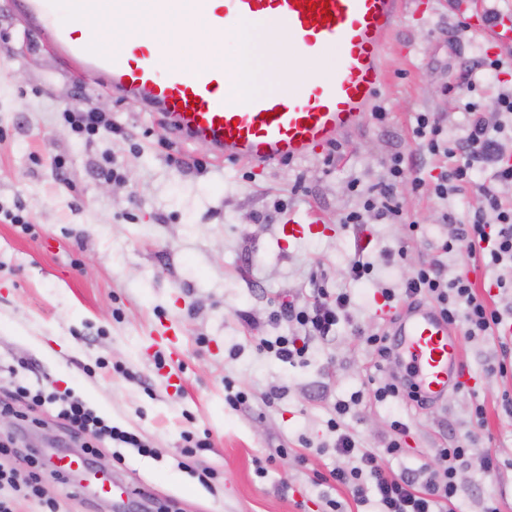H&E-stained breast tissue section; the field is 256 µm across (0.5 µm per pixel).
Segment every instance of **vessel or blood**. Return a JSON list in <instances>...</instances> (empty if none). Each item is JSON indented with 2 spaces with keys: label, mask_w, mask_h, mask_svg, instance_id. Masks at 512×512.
<instances>
[{
  "label": "vessel or blood",
  "mask_w": 512,
  "mask_h": 512,
  "mask_svg": "<svg viewBox=\"0 0 512 512\" xmlns=\"http://www.w3.org/2000/svg\"><path fill=\"white\" fill-rule=\"evenodd\" d=\"M155 18L167 22L190 11L203 32L234 33L240 20L287 29L300 59L333 51V72L308 77L301 95L261 94L249 102L224 94L223 66L202 64L191 72L174 66L147 41L113 46L111 57L88 52L81 32L64 24L50 0H19L28 23L45 33L72 69L101 79L124 100L154 112L179 140H203L217 159L262 169L303 159L360 128L387 81L384 50L406 0H150ZM457 12L487 45L512 43V12L491 15L488 0H455ZM396 340V354L409 360L414 383L426 399L441 401L464 386L460 336L433 308L408 305L383 311ZM92 492L123 501L127 486L96 477Z\"/></svg>",
  "instance_id": "obj_1"
}]
</instances>
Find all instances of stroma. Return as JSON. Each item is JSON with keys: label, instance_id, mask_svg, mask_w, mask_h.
Returning a JSON list of instances; mask_svg holds the SVG:
<instances>
[{"label": "stroma", "instance_id": "35a3bbf8", "mask_svg": "<svg viewBox=\"0 0 512 512\" xmlns=\"http://www.w3.org/2000/svg\"><path fill=\"white\" fill-rule=\"evenodd\" d=\"M414 2L385 48L387 84L376 102L384 119L366 117L336 145L256 170L216 160L206 142L179 141L156 114L72 74L16 0H0V205L22 204L30 216L26 225L0 222V399L18 412L1 438H17L22 451L76 453L54 406L31 411L12 398L19 384L68 389L158 448L154 458L124 449L121 465L109 448L97 458L146 493L137 512H155L159 500L176 512H328L330 498L342 512H376L375 498L359 503L345 489L313 482L315 473L347 466L331 449L327 422L336 402L360 392L344 425L361 447H381L393 418L409 427L408 450L385 458L389 470H419L437 449L473 436L457 473L455 512H482L490 496L500 512H512V468L490 477L481 467L488 452L512 459V415L501 407L512 374L491 370L497 340L461 338L474 384L419 408L366 398L371 382L407 371L396 359L375 370L371 348L353 334L357 325L382 327L380 285L398 284L422 262L440 258L447 274L468 272L478 285L485 277L466 249L438 252L452 230L444 212L465 219L475 194L443 202L404 182L396 197L424 235L412 236L407 224L371 225L364 258L373 272L357 283L344 278L360 237L342 215L387 182L391 155L420 152L417 113L464 126L455 86L486 54L479 36L457 29L448 0ZM87 106L111 119V133L88 140L72 132L63 111ZM106 162L118 179L100 175ZM314 213L319 228L291 237L290 221ZM401 247L404 259L389 260ZM317 285L348 289L350 321L335 336L310 339L300 360L259 350L258 337L298 333L269 315ZM246 312L254 326L242 321ZM228 380L249 396L241 409L226 401ZM478 403L486 408L481 429L472 419ZM188 433L212 445L187 470L178 461ZM280 446L287 458L274 457ZM204 468L217 473L215 490L200 484Z\"/></svg>", "mask_w": 512, "mask_h": 512}]
</instances>
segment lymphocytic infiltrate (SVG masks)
<instances>
[{
  "instance_id": "f902f5d3",
  "label": "lymphocytic infiltrate",
  "mask_w": 512,
  "mask_h": 512,
  "mask_svg": "<svg viewBox=\"0 0 512 512\" xmlns=\"http://www.w3.org/2000/svg\"><path fill=\"white\" fill-rule=\"evenodd\" d=\"M498 108L493 117H486L476 103L464 105L468 123L460 135H449L440 117L431 112L416 116L415 134L423 140L431 156H441L448 164L442 167L433 184L413 178L414 190L429 188L440 200L472 189L480 204L463 222L458 234L448 237L441 245L443 253L457 248L459 240H467L469 252L480 253L489 266L496 268L492 282L498 296L512 294V205L505 204L501 194L512 190V87L501 86L497 93ZM408 171L402 156H394L389 166V179L378 190L369 192L360 206L342 219L345 226L362 229L369 220L383 224H407L411 233H418L420 224L408 221L395 200V187ZM383 303L396 308L405 303L427 299L435 303L438 313L465 336H495L499 339L500 374L512 372V335L502 328L512 322V306L499 307L475 290L467 273L447 276L440 260L421 264L406 279L380 290ZM351 295L347 289L329 291L314 289L312 299L303 306H289V321L298 324L303 336H278L261 339L263 350L275 353L279 359L291 362L303 358L308 350L307 339L333 336L341 317L347 316ZM19 394L29 399L31 406L51 403L58 405V415L65 420L74 437L83 439V454L92 458L99 454L104 442L132 448L142 456L155 455L151 442L140 434L112 425L98 415L81 398L71 392L44 394L19 387ZM350 410L347 402H337L336 415L328 422L335 433L337 455L351 459L348 467H336L328 475L317 476L316 482L329 488L343 487L357 502H364L367 492H374L379 512H448L455 500L456 466L470 453L471 438L457 441L451 448L440 449L435 464L417 472L390 473L383 464L384 456L403 454L409 428L402 420H392L393 438L386 440L382 452L360 447L355 437L344 430L341 421ZM9 443L0 442V512H13L14 494L20 493L39 500L43 512H59L57 499L45 496L38 472V451H31L24 467H16Z\"/></svg>"
}]
</instances>
